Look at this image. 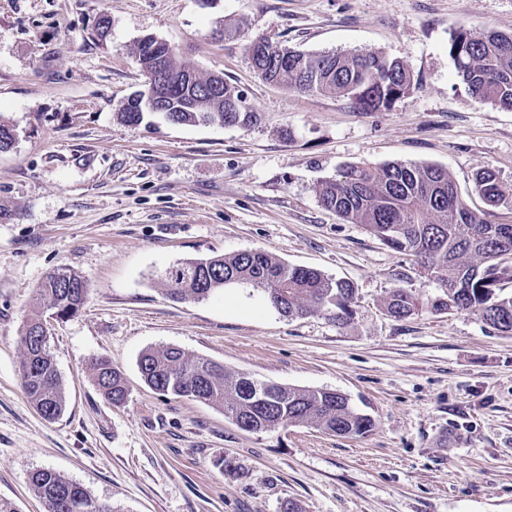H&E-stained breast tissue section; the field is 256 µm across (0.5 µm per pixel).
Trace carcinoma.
<instances>
[{
	"mask_svg": "<svg viewBox=\"0 0 512 512\" xmlns=\"http://www.w3.org/2000/svg\"><path fill=\"white\" fill-rule=\"evenodd\" d=\"M261 53L249 48L257 75L271 83L286 84L300 92L334 94L352 101L365 112L388 109L406 96L412 75L399 60L375 51L309 52L285 47L267 39ZM448 51L458 77L474 96L512 110V34L485 29L456 28ZM135 59L142 71L159 62L175 75L195 73L175 63V50L153 49L138 42ZM224 96L202 95L183 110L176 96L169 111L160 112L174 125H224V105L241 93L223 83ZM152 115L122 106L117 119L137 127ZM475 191L493 205L512 201V183L501 181L490 170L474 177ZM319 200L345 221L363 225L389 248L418 259L423 272L440 293L419 298L403 288L392 289L385 299L389 316L404 319L425 311H469L499 333H512V293L505 295L500 281L512 277V223L491 224L471 211L458 197L448 170L431 165L387 163L380 167L344 166L334 178L321 183ZM161 278L173 285L170 295L178 300H203L232 284H246L286 316L322 313L345 323L353 317L355 289L314 268L290 266L262 250L233 255L188 259L168 267ZM87 295L84 280L69 270L51 272L41 286V301L58 317H71L82 308ZM41 319L34 316L21 339L26 392L47 420L59 418L66 396L50 353L40 352ZM144 381L155 391L187 396L224 406L228 416L259 418L268 427L305 424L337 435H362L373 426L371 418L356 410L349 398L327 390H309L272 384L277 395L259 410L247 390L248 377H230L224 366L205 357H189L176 347L143 352L138 361ZM95 383L103 397L116 405L127 398L129 388L121 371L100 357L92 362ZM37 495L47 505L66 502L57 512H112L95 502L80 484L51 469L31 476Z\"/></svg>",
	"mask_w": 512,
	"mask_h": 512,
	"instance_id": "1",
	"label": "carcinoma"
}]
</instances>
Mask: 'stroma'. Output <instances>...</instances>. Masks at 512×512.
Wrapping results in <instances>:
<instances>
[{
    "mask_svg": "<svg viewBox=\"0 0 512 512\" xmlns=\"http://www.w3.org/2000/svg\"><path fill=\"white\" fill-rule=\"evenodd\" d=\"M226 23L236 39L221 38ZM461 25L510 34L512 0H0V124L15 134L0 151V498L46 512L31 475L51 468L113 512H512V334L467 312L390 317L392 288L428 297L436 284L318 198L348 163L437 165L470 209L512 222V205L474 190L487 168L512 182V110L461 83L448 53ZM146 35L222 75L259 122H120L145 81L133 49ZM262 38L378 51L403 60L413 86L363 112L269 84L247 57ZM246 250L349 281L353 319L288 317L238 285L167 296L169 266ZM61 268L88 292L75 316L44 318L67 397L49 421L24 388L20 336ZM167 346L233 375L340 392L374 426L242 430L220 406L144 383L140 355ZM101 356L127 379L122 405L94 383Z\"/></svg>",
    "mask_w": 512,
    "mask_h": 512,
    "instance_id": "stroma-1",
    "label": "stroma"
}]
</instances>
